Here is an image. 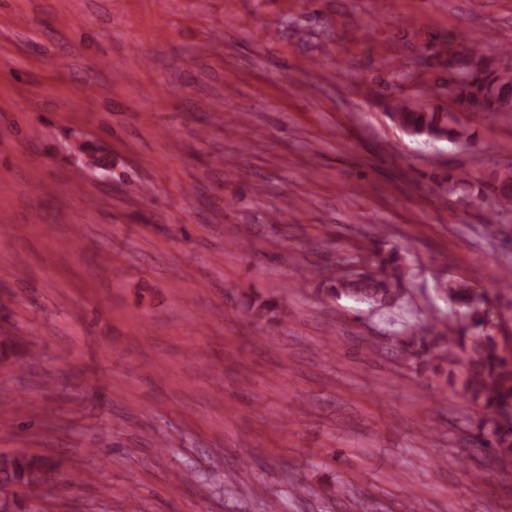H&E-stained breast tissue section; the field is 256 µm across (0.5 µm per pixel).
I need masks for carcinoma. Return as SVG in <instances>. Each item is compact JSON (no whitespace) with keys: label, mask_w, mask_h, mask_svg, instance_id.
<instances>
[{"label":"carcinoma","mask_w":512,"mask_h":512,"mask_svg":"<svg viewBox=\"0 0 512 512\" xmlns=\"http://www.w3.org/2000/svg\"><path fill=\"white\" fill-rule=\"evenodd\" d=\"M453 53L465 60L469 70L462 79L448 84V97L460 102L478 99L485 112H512V72L498 68L475 45L455 41ZM402 124L415 131L442 132L452 138L459 131L449 127L450 118L442 112L410 109L400 113ZM458 185L473 189L475 199L489 202L492 214L512 209V172L491 170L473 181L463 172L448 175V188ZM376 267V278L356 281L338 274L327 279L328 297H350L376 311H391L408 301L409 289L403 258L399 250L379 249L369 258ZM448 301L459 318L448 323H429L409 336L395 337L419 365L434 375L458 396L465 398L476 412L477 444L495 459H512V335L507 326L512 317V288L499 289L493 298L497 308L496 325L489 324L479 297L485 292L457 278L443 284ZM40 473L33 458L0 455V512H20L25 508L17 486L32 483Z\"/></svg>","instance_id":"obj_1"}]
</instances>
